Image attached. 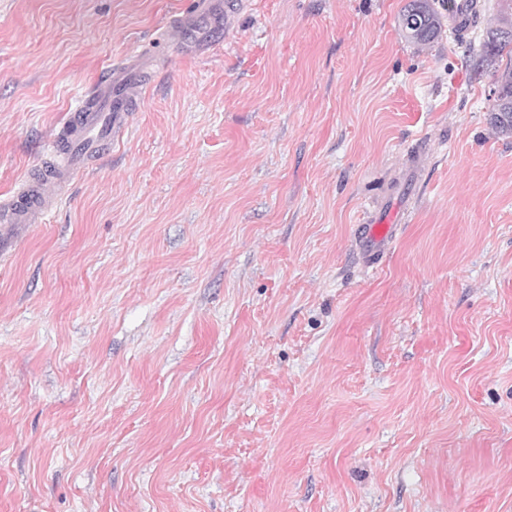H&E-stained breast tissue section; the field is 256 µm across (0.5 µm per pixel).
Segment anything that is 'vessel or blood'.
<instances>
[{
  "label": "vessel or blood",
  "mask_w": 512,
  "mask_h": 512,
  "mask_svg": "<svg viewBox=\"0 0 512 512\" xmlns=\"http://www.w3.org/2000/svg\"><path fill=\"white\" fill-rule=\"evenodd\" d=\"M243 0H204L200 8L173 16L170 27L176 29L188 47H196L199 31L223 37L224 24L237 12ZM475 0H448V13L456 22L457 34H464ZM149 66L141 52L128 54L124 60L109 65L52 141L64 148L62 163L27 177L21 192L0 200V224H42L49 213L50 194L55 185L67 182L86 163L97 159L112 140L128 128L136 97ZM404 218L403 211L391 209L385 220L363 225L361 239L369 252L386 250L391 230Z\"/></svg>",
  "instance_id": "vessel-or-blood-1"
}]
</instances>
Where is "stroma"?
I'll list each match as a JSON object with an SVG mask.
<instances>
[{
	"label": "stroma",
	"mask_w": 512,
	"mask_h": 512,
	"mask_svg": "<svg viewBox=\"0 0 512 512\" xmlns=\"http://www.w3.org/2000/svg\"><path fill=\"white\" fill-rule=\"evenodd\" d=\"M0 0V198L101 69L121 140L0 252V512H512V134L407 0ZM410 213L383 254L360 226ZM242 5V0H208L194 11L173 16L169 20V26L181 34L188 47L196 49V38L200 29L205 28L213 37L222 39L225 22L227 24ZM422 7H425L427 9L426 12L428 16L426 22L422 23V27L419 31H415V29H410L408 26L404 24V17H406V15L410 13V11ZM399 25L402 31L405 32V36L407 39L417 44L423 45L429 44L431 40H433L434 37L437 35L441 27L439 16L435 11L434 7L427 3H420L416 0L410 1V3L405 6L402 14L399 16Z\"/></svg>",
	"instance_id": "obj_1"
}]
</instances>
